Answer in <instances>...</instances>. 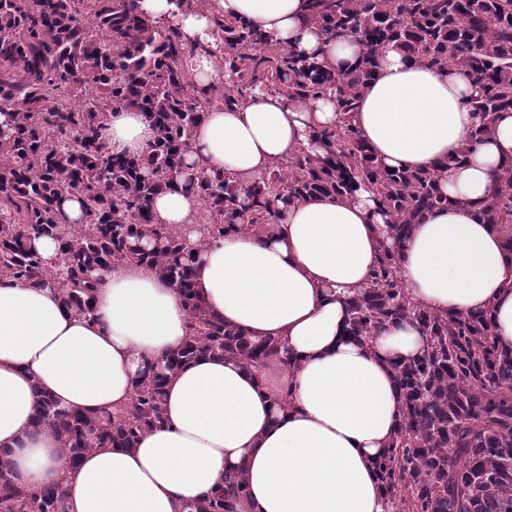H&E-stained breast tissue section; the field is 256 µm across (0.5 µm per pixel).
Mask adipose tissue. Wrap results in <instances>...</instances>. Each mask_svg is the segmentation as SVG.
I'll use <instances>...</instances> for the list:
<instances>
[{"label": "adipose tissue", "mask_w": 512, "mask_h": 512, "mask_svg": "<svg viewBox=\"0 0 512 512\" xmlns=\"http://www.w3.org/2000/svg\"><path fill=\"white\" fill-rule=\"evenodd\" d=\"M139 9L180 27L196 50L195 83L217 79L212 18L254 24L270 41L325 68L357 65L355 35L326 39L308 0H212L207 10L176 0ZM475 89L456 69H428L395 44L384 48L353 123L372 156L391 170L429 168L447 206L428 211L400 247L399 276L415 303L435 313L491 310L500 347L512 349V254L481 212L499 174L512 167V111L500 113L475 151ZM334 96L314 101L259 89L246 103L210 109L192 132L179 184L156 196L154 221L184 230L195 252L193 284L207 311L281 354L256 366L197 358L164 386L165 422L132 448L94 449L70 463L57 439L37 430L40 393L99 414L125 408L136 380L188 334L172 285L154 267L130 263L101 274L94 312L67 309L57 284L0 282V454L29 488L64 484L66 512H195L198 500L243 472L238 512H392L376 473L400 423L394 363L420 356L411 325L349 336L348 300L368 281L387 242V214L372 194L315 196L288 205L257 238L230 232L199 247L200 202L187 181L201 173L263 175L314 130L335 125ZM101 136L112 153L137 154L153 139L143 113L114 108Z\"/></svg>", "instance_id": "obj_1"}]
</instances>
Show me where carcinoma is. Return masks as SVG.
Here are the masks:
<instances>
[{
  "label": "carcinoma",
  "mask_w": 512,
  "mask_h": 512,
  "mask_svg": "<svg viewBox=\"0 0 512 512\" xmlns=\"http://www.w3.org/2000/svg\"><path fill=\"white\" fill-rule=\"evenodd\" d=\"M310 12L328 38L359 37L356 68L324 69L254 25L218 16L224 93L216 96L188 73L180 30L141 14L137 0H0V112L15 119L11 133H0V281H54L67 308L89 314L97 288L91 273L136 259L176 288L188 320L183 344L137 381L127 408L86 414L43 393L36 427L56 436L74 464L96 448H130L163 424L165 381L184 364L222 355L254 366L279 352L277 342H254L204 309L181 227L154 223L150 204L177 185L192 130L211 107L232 108L257 88L301 100L336 91L338 124L316 134L324 154L296 150L247 187L231 172L192 183L201 204L199 246L235 228L262 237L279 222L281 201L369 190L390 216L393 245L383 246L349 301V335L410 323L427 341L419 357L395 364L401 426L378 463L393 512H512V350L498 345L488 309L445 316L412 303L398 277L397 244L448 197L430 169L386 170L351 122L381 50L396 43L419 64L459 69L477 87L470 101L481 115L469 146L475 150L497 114L512 111V0H311ZM116 106L152 124L144 152L115 155L100 137ZM68 196L82 199L80 224L64 221ZM481 217L512 252V168L499 175ZM44 237L58 243L55 267L34 245ZM65 494L61 483L16 485L0 457L7 512H64ZM246 495L245 477L233 475L195 509L233 512Z\"/></svg>",
  "instance_id": "obj_1"
}]
</instances>
